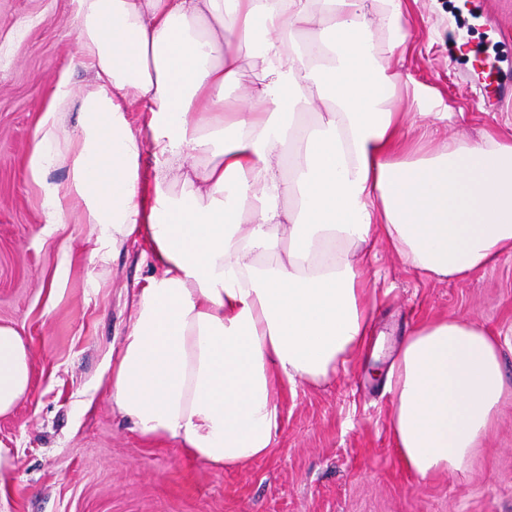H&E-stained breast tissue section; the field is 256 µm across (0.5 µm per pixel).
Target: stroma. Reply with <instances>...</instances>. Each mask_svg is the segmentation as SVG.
I'll list each match as a JSON object with an SVG mask.
<instances>
[{
	"label": "stroma",
	"mask_w": 512,
	"mask_h": 512,
	"mask_svg": "<svg viewBox=\"0 0 512 512\" xmlns=\"http://www.w3.org/2000/svg\"><path fill=\"white\" fill-rule=\"evenodd\" d=\"M404 68L455 113L438 141L512 129V0H411ZM70 0H0V324L29 343L30 392L0 416V512H512V394L464 472L421 481L389 433L386 362L283 398L281 432L264 457L214 470L171 441H150L112 406L103 371L133 321L130 299L150 275L139 241L101 263L90 225L47 229L43 186L28 157L63 70L74 93L93 75L78 57ZM375 332L393 343L419 320L473 318L500 334L512 382V257L464 281L407 271L387 243L368 267Z\"/></svg>",
	"instance_id": "stroma-1"
}]
</instances>
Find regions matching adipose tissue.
<instances>
[{
    "label": "adipose tissue",
    "instance_id": "adipose-tissue-1",
    "mask_svg": "<svg viewBox=\"0 0 512 512\" xmlns=\"http://www.w3.org/2000/svg\"><path fill=\"white\" fill-rule=\"evenodd\" d=\"M71 7L77 64L94 81L77 97L61 73L28 168L37 179L70 161L71 180L45 188L46 224L78 203L101 261L129 239L149 246L155 273L108 363L112 406L141 436L242 468L272 449L285 388L328 381L364 354L375 311L365 266L379 243L437 281L512 255V134L429 150L392 106L400 90L421 111L434 98L400 68L406 0ZM301 29L309 39L294 42ZM75 97L80 133L64 144L56 115ZM133 104L150 112L137 134L124 119ZM147 145L156 182L189 195L141 191ZM31 372L25 340L0 325V416L28 394ZM386 383L392 442L422 480L469 465L506 394L494 335L445 315L405 336Z\"/></svg>",
    "mask_w": 512,
    "mask_h": 512
}]
</instances>
